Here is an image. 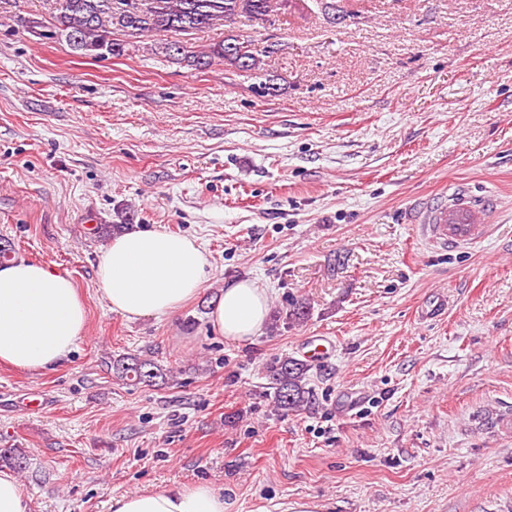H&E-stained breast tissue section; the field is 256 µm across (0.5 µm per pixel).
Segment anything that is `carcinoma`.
<instances>
[{"label": "carcinoma", "instance_id": "carcinoma-1", "mask_svg": "<svg viewBox=\"0 0 512 512\" xmlns=\"http://www.w3.org/2000/svg\"><path fill=\"white\" fill-rule=\"evenodd\" d=\"M272 11L273 0H55L51 21H35L33 26L38 29L37 37L64 43L73 52L95 59L121 56L129 40L155 36L158 50L178 60L188 57L185 47L179 41L164 39L167 33L189 34L242 16L264 21ZM262 54L250 41L228 34L210 50L188 58L198 70L219 60L238 72L253 75L260 68ZM308 317L305 300L288 304V322L301 324ZM112 368L117 377L137 384L147 385L157 377L154 363L138 357L123 356L113 361ZM309 370L306 361L287 355L266 367L269 396L277 409L299 412L313 404Z\"/></svg>", "mask_w": 512, "mask_h": 512}]
</instances>
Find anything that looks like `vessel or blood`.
<instances>
[{"instance_id":"obj_1","label":"vessel or blood","mask_w":512,"mask_h":512,"mask_svg":"<svg viewBox=\"0 0 512 512\" xmlns=\"http://www.w3.org/2000/svg\"><path fill=\"white\" fill-rule=\"evenodd\" d=\"M486 231L481 208L464 201L430 207L421 226L422 234L433 245L443 248L480 239ZM332 350V342L323 336L309 337L302 345L304 357L314 363L330 358Z\"/></svg>"}]
</instances>
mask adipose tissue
Masks as SVG:
<instances>
[{
    "label": "adipose tissue",
    "instance_id": "ef3b65f1",
    "mask_svg": "<svg viewBox=\"0 0 512 512\" xmlns=\"http://www.w3.org/2000/svg\"><path fill=\"white\" fill-rule=\"evenodd\" d=\"M207 276L198 239L136 230L112 239L97 266L96 286L113 313L135 320L176 314L200 293ZM267 313L265 288L240 279L226 283L210 319L226 340L242 343L259 335ZM86 325L84 301L68 275L25 258L0 265V364L54 372L70 360ZM110 512L227 510L222 491L199 482L112 495Z\"/></svg>",
    "mask_w": 512,
    "mask_h": 512
}]
</instances>
